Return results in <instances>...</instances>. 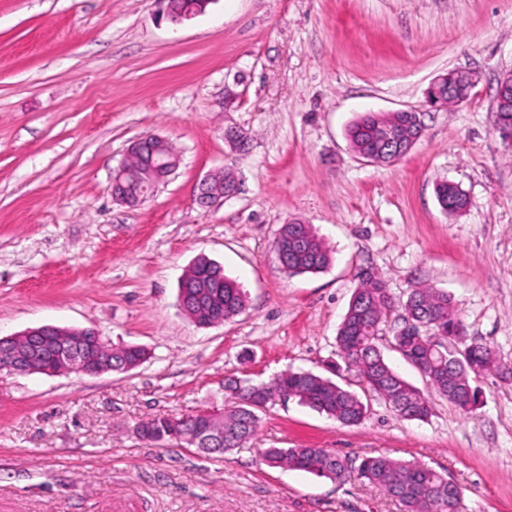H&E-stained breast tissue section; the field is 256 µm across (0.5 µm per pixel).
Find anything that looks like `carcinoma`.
Returning <instances> with one entry per match:
<instances>
[{"mask_svg":"<svg viewBox=\"0 0 512 512\" xmlns=\"http://www.w3.org/2000/svg\"><path fill=\"white\" fill-rule=\"evenodd\" d=\"M213 0H173L179 11L202 14ZM415 115L408 112H367L353 122L347 136L355 154L362 156L378 144L382 128L413 124ZM442 207L456 211L465 201L456 186L442 183L437 188ZM280 239H296L294 248L282 267L291 275L317 273L328 268L331 253L313 228L304 223L284 224ZM218 286L224 302V319L237 315L245 307V296L238 285L215 265H202L189 282V291L207 293L210 285ZM401 311L406 331L387 340L380 336L382 325L392 311ZM465 327L448 293L429 285L412 288L406 301L396 303L384 280L364 270L360 285L353 292L336 336L338 356L360 382L376 394L404 420H423L431 412L429 396L399 375L386 360L383 347L390 344L423 377L429 392L448 400L465 412L477 406V392L472 376L495 373L512 380V365L502 360L486 343L464 336ZM224 414L212 419V427L224 434V446L208 454L222 456L243 448L259 428L258 410L251 407L254 396L263 405L283 399L295 400L324 413L343 426H355L366 417L368 405L354 391L312 371L287 370L268 384H224ZM168 419L153 418L142 422L145 439L153 442L167 430ZM271 468L298 470L339 485L364 480L381 488L395 499L402 512H462L463 492L455 483L434 468L414 465L386 455L365 457L356 464L351 459L327 452L323 448H267L261 454Z\"/></svg>","mask_w":512,"mask_h":512,"instance_id":"1","label":"carcinoma"}]
</instances>
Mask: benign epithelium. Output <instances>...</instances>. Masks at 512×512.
Masks as SVG:
<instances>
[{"label": "benign epithelium", "mask_w": 512, "mask_h": 512, "mask_svg": "<svg viewBox=\"0 0 512 512\" xmlns=\"http://www.w3.org/2000/svg\"><path fill=\"white\" fill-rule=\"evenodd\" d=\"M473 80L468 75L450 71L438 76L427 90V103L435 108L447 105L444 97L452 93L457 100L469 96ZM497 109L507 112L512 109V73L499 77L495 97ZM167 139L156 134H144L133 140L127 155L137 157L141 165L129 169L121 164L112 176V198L122 204L134 207L144 201L133 185L148 184L152 187L164 181L178 165V159L166 151ZM237 188L224 189L222 173L205 176L198 185L197 201L203 207L224 202L233 196ZM23 337L31 342L27 352L19 354L13 350L14 341ZM115 352L112 343L94 329H68L55 325L29 328L8 337H0V368L11 372L56 375L54 367L63 372L100 375L108 372H124L141 365V361L113 360ZM213 411H207L195 418L184 417L171 420L169 437L201 449L224 443V438L211 439V418Z\"/></svg>", "instance_id": "7a95c632"}]
</instances>
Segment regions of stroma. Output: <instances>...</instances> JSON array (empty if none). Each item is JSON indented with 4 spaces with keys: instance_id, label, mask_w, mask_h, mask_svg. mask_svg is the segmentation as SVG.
<instances>
[{
    "instance_id": "35a3bbf8",
    "label": "stroma",
    "mask_w": 512,
    "mask_h": 512,
    "mask_svg": "<svg viewBox=\"0 0 512 512\" xmlns=\"http://www.w3.org/2000/svg\"><path fill=\"white\" fill-rule=\"evenodd\" d=\"M157 0H0V337L53 324L138 345V368L98 376L0 370V512H399L377 487L267 467V448L387 455L457 483L466 512H512V381L476 377L479 406L435 399L404 420L354 373L368 403L342 426L295 401L259 411L247 448L218 457L137 434L150 417L224 406V385L337 364L357 274L395 300L424 283L453 298L467 335L512 361V147L494 131L512 71V0H213L175 25ZM471 74L469 97L426 102ZM413 108L424 132L390 165L354 155L364 112ZM249 136L229 146L224 132ZM180 156L152 196L113 200L131 141ZM239 190L198 204L208 173ZM466 209L444 212L436 187ZM298 219L329 247L316 274H287L274 240ZM243 289L244 310L200 327L178 303L199 257ZM472 86L473 80L468 75L458 71H449L438 76L431 83L427 90V103L435 108L447 106V102L444 100V97L448 96L446 89L454 94L458 101H462L469 96Z\"/></svg>"
}]
</instances>
